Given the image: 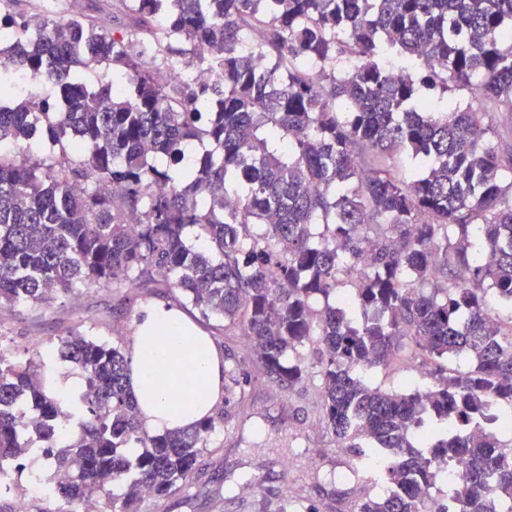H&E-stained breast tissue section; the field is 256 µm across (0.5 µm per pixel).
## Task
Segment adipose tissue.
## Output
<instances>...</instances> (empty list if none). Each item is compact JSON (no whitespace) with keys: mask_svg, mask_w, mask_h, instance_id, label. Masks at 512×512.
I'll use <instances>...</instances> for the list:
<instances>
[{"mask_svg":"<svg viewBox=\"0 0 512 512\" xmlns=\"http://www.w3.org/2000/svg\"><path fill=\"white\" fill-rule=\"evenodd\" d=\"M129 384L148 433L186 429L224 398V353L178 307L147 306L126 353Z\"/></svg>","mask_w":512,"mask_h":512,"instance_id":"1","label":"adipose tissue"}]
</instances>
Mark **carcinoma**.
<instances>
[{
	"label": "carcinoma",
	"instance_id": "obj_1",
	"mask_svg": "<svg viewBox=\"0 0 512 512\" xmlns=\"http://www.w3.org/2000/svg\"><path fill=\"white\" fill-rule=\"evenodd\" d=\"M166 44L154 70L83 16L0 12V307L79 288H148L240 331L242 365L293 388L319 351L324 428L384 483L353 512H512V0H127ZM210 55L201 57L198 49ZM412 71L391 77L383 53ZM206 67L213 80L194 79ZM124 78H114L115 70ZM467 90L438 109L423 89ZM40 136L39 158L18 146ZM423 164L407 181L388 163ZM432 382L386 391L360 375L406 349ZM0 353V466L38 460L56 512L114 483L169 497L194 473L208 417L151 435L121 349L73 333ZM463 358L470 369L446 362ZM41 444V453L35 444ZM257 512H287L253 485Z\"/></svg>",
	"mask_w": 512,
	"mask_h": 512
}]
</instances>
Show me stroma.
<instances>
[{"label": "stroma", "mask_w": 512, "mask_h": 512, "mask_svg": "<svg viewBox=\"0 0 512 512\" xmlns=\"http://www.w3.org/2000/svg\"><path fill=\"white\" fill-rule=\"evenodd\" d=\"M154 302L175 304L167 288H82L59 295L48 307L24 303L0 308V353L13 360L32 357L41 342L74 332L128 346L135 321ZM309 374L302 385L286 390L246 363L252 380L247 405L228 400L216 429L185 488L165 499L142 498L137 512H255V493L240 486L255 478L273 499L316 506L318 512H352L364 487L337 482L349 456L327 434L320 420L319 384L313 348L302 352ZM419 358L369 372L370 384L387 390L422 386L428 375Z\"/></svg>", "instance_id": "35a3bbf8"}]
</instances>
